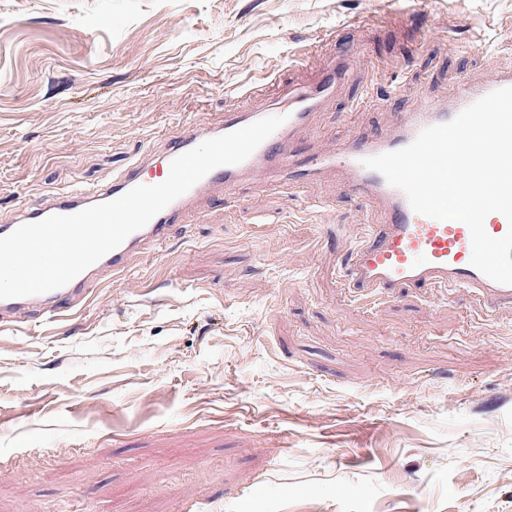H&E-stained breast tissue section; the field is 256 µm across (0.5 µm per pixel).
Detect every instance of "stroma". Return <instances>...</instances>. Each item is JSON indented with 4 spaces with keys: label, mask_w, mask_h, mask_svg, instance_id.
Returning a JSON list of instances; mask_svg holds the SVG:
<instances>
[{
    "label": "stroma",
    "mask_w": 512,
    "mask_h": 512,
    "mask_svg": "<svg viewBox=\"0 0 512 512\" xmlns=\"http://www.w3.org/2000/svg\"><path fill=\"white\" fill-rule=\"evenodd\" d=\"M349 70L332 152L512 68V0H0V225ZM330 171L200 198L63 325L0 322V512H512V306L357 297Z\"/></svg>",
    "instance_id": "obj_1"
}]
</instances>
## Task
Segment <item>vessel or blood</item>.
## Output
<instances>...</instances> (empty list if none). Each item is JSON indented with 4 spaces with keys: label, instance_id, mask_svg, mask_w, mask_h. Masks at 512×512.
<instances>
[{
    "label": "vessel or blood",
    "instance_id": "obj_1",
    "mask_svg": "<svg viewBox=\"0 0 512 512\" xmlns=\"http://www.w3.org/2000/svg\"><path fill=\"white\" fill-rule=\"evenodd\" d=\"M346 73L340 60H330L321 80L304 94L293 97L284 122L246 160L212 170L146 226L64 287L45 294L0 299V318H18L32 311L42 312L48 318L68 316L87 300L102 270L126 271L145 245L166 241L170 225L213 189H233L255 172L275 177L278 186L293 188L330 168L345 175L352 194L377 204L386 216L385 223L374 225L362 243L350 249L343 269L344 287L363 297L375 293L390 296L407 288H467L479 294L487 311L512 304V285L495 282L471 266V235L464 223L414 212L401 190L363 164L364 158L408 146L423 129L448 122L490 92L512 86V70L499 72L478 87L459 86L448 99L410 113L389 133L368 138L353 132L336 153L301 158L295 146L296 133L307 125L312 111L344 80ZM258 119V114L251 112H227L208 128L187 126L181 135L164 145L165 165L156 171L154 183L167 178L168 162L190 150L197 138L212 139ZM147 169L146 163L137 162L112 183L48 194L39 207L23 211L12 223L1 225L0 236L25 223L56 214H73L114 200L142 184Z\"/></svg>",
    "mask_w": 512,
    "mask_h": 512
}]
</instances>
